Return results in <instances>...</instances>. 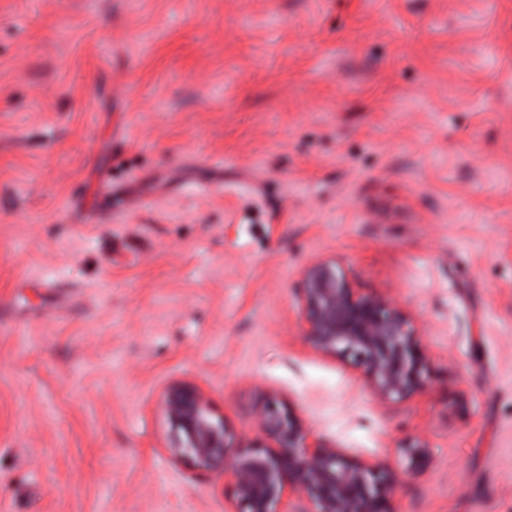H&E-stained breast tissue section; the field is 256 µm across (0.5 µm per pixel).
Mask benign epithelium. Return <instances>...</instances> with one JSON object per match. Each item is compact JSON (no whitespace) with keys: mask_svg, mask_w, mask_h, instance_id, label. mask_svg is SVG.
Segmentation results:
<instances>
[{"mask_svg":"<svg viewBox=\"0 0 512 512\" xmlns=\"http://www.w3.org/2000/svg\"><path fill=\"white\" fill-rule=\"evenodd\" d=\"M295 293L306 342L350 358L379 398L402 399L426 388L420 334L394 299L359 292L336 262L322 259L300 271ZM162 408L176 435V454L231 477L234 512H281L278 506L290 494L306 498L304 512H397L390 495L395 470L349 458L313 438L274 396L257 408L261 439L250 447L224 420L212 419L205 392L193 383L170 384ZM401 454L412 475L433 464L429 444L419 437L407 440Z\"/></svg>","mask_w":512,"mask_h":512,"instance_id":"1","label":"benign epithelium"}]
</instances>
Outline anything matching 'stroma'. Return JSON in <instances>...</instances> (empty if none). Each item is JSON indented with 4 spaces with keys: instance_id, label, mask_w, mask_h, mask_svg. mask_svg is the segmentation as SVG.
Segmentation results:
<instances>
[{
    "instance_id": "stroma-1",
    "label": "stroma",
    "mask_w": 512,
    "mask_h": 512,
    "mask_svg": "<svg viewBox=\"0 0 512 512\" xmlns=\"http://www.w3.org/2000/svg\"><path fill=\"white\" fill-rule=\"evenodd\" d=\"M320 258L425 391L303 341ZM175 381L245 444L276 396L397 512H512V0H0V512H232ZM401 454L406 464V470L412 475L425 473L433 464V454L429 444L419 438H410L401 447Z\"/></svg>"
}]
</instances>
